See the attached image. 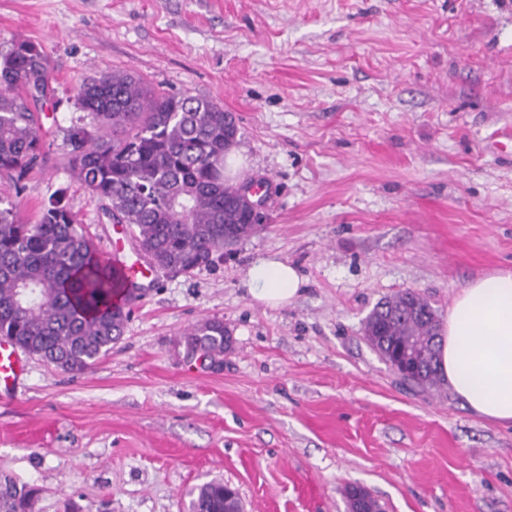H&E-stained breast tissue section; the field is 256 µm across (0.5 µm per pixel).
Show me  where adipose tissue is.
<instances>
[{"label":"adipose tissue","mask_w":512,"mask_h":512,"mask_svg":"<svg viewBox=\"0 0 512 512\" xmlns=\"http://www.w3.org/2000/svg\"><path fill=\"white\" fill-rule=\"evenodd\" d=\"M302 285L297 270L282 261L249 270L253 297L267 305H288ZM438 371L473 414L512 425V270L479 277L456 295L442 329Z\"/></svg>","instance_id":"ef3b65f1"}]
</instances>
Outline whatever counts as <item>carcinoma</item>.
<instances>
[{"label":"carcinoma","instance_id":"1","mask_svg":"<svg viewBox=\"0 0 512 512\" xmlns=\"http://www.w3.org/2000/svg\"><path fill=\"white\" fill-rule=\"evenodd\" d=\"M52 92L39 45L17 41L0 54V175L18 194L49 152L32 106ZM75 100L89 121L67 129L70 171L114 223L129 227L151 268L191 274L257 232L243 206H224L236 194L224 183V159L240 128L222 105L108 70L84 80ZM18 205L0 200V337L64 371L83 372L122 336L136 282L123 261L98 254L62 192L43 203L33 223L21 220ZM438 330L431 305L410 290L379 301L363 324L368 345L385 362L410 343L432 361ZM183 341L221 362L224 322H199ZM189 496V512H224L222 482L204 483ZM0 512H34L32 492L1 483Z\"/></svg>","mask_w":512,"mask_h":512}]
</instances>
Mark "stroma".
I'll use <instances>...</instances> for the list:
<instances>
[{
	"label": "stroma",
	"mask_w": 512,
	"mask_h": 512,
	"mask_svg": "<svg viewBox=\"0 0 512 512\" xmlns=\"http://www.w3.org/2000/svg\"><path fill=\"white\" fill-rule=\"evenodd\" d=\"M43 46L50 146L20 197L55 190L103 258L135 259L67 166L77 86L100 70L220 103L239 121L234 179L265 182V227L191 275L154 272L120 340L66 373L27 356L0 397V480L34 512H187L223 481L245 512H512V426L445 385L405 383L363 338L381 299L411 289L446 320L471 280L512 269V0H0V53ZM304 279L284 307L249 268ZM223 320L218 366L179 340ZM303 279L297 270L282 261H260L249 269L253 297L266 305H288L301 291Z\"/></svg>",
	"instance_id": "1"
}]
</instances>
